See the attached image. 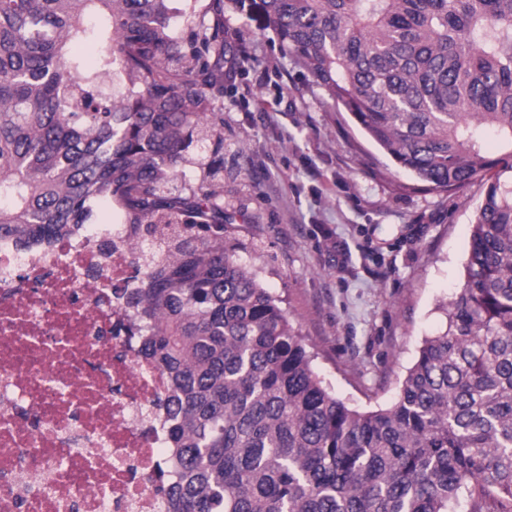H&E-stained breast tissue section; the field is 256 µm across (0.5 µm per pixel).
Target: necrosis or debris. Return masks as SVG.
Returning a JSON list of instances; mask_svg holds the SVG:
<instances>
[{"label":"necrosis or debris","mask_w":512,"mask_h":512,"mask_svg":"<svg viewBox=\"0 0 512 512\" xmlns=\"http://www.w3.org/2000/svg\"><path fill=\"white\" fill-rule=\"evenodd\" d=\"M150 261L125 224L0 237V512H169V373L127 298Z\"/></svg>","instance_id":"4bbe7bcc"}]
</instances>
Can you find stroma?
Instances as JSON below:
<instances>
[{"label": "stroma", "instance_id": "obj_1", "mask_svg": "<svg viewBox=\"0 0 512 512\" xmlns=\"http://www.w3.org/2000/svg\"><path fill=\"white\" fill-rule=\"evenodd\" d=\"M224 34L248 48L224 99V214L240 262L284 301L329 390L390 405L466 277L484 197L404 189L389 159L313 85L252 0H224Z\"/></svg>", "mask_w": 512, "mask_h": 512}]
</instances>
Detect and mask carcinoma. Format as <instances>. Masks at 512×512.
I'll return each mask as SVG.
<instances>
[{
	"label": "carcinoma",
	"instance_id": "carcinoma-1",
	"mask_svg": "<svg viewBox=\"0 0 512 512\" xmlns=\"http://www.w3.org/2000/svg\"><path fill=\"white\" fill-rule=\"evenodd\" d=\"M173 2L0 0V237L75 235L99 201L152 237L129 305L175 382L171 512H512V0L258 4L410 188L485 187L445 330L366 412L327 388L244 244L224 240L215 105L246 53L224 38V0L179 40ZM119 76L137 89L116 101ZM195 142L210 159L180 188Z\"/></svg>",
	"mask_w": 512,
	"mask_h": 512
}]
</instances>
